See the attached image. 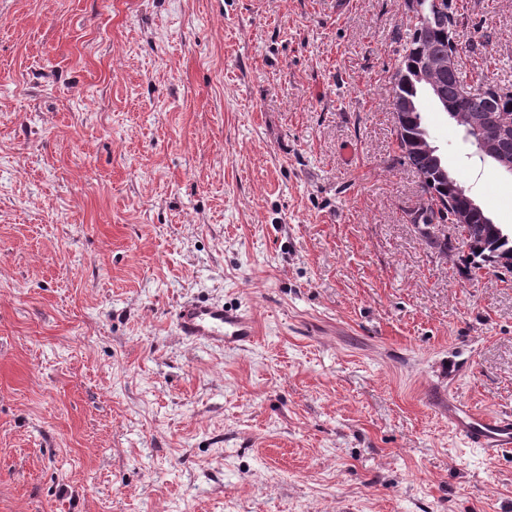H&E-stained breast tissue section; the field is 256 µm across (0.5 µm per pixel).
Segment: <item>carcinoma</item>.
<instances>
[{"instance_id": "carcinoma-1", "label": "carcinoma", "mask_w": 512, "mask_h": 512, "mask_svg": "<svg viewBox=\"0 0 512 512\" xmlns=\"http://www.w3.org/2000/svg\"><path fill=\"white\" fill-rule=\"evenodd\" d=\"M455 38V32L448 31V22L437 17L428 22L416 21L412 25L408 36L404 40L402 49L397 57V70L407 72L418 62V58L428 55L445 53L450 46V40ZM473 79L465 67L448 72L443 77L445 99L448 102L449 116L460 125L466 139L472 146H477L478 132L470 125L469 117L478 112L486 126H494L508 118L512 113V100L501 105L487 104L482 98H470L463 95L461 87ZM424 128L422 112L418 111L410 116L405 124L396 130L398 148L406 163L421 175L430 169V159L417 149L414 138L421 136ZM455 178L448 180V187L442 188L438 184L422 183L425 194H433L439 198H449L458 205L465 204V200L455 196ZM443 249L453 251L467 250L463 258L467 273H475L489 266H496L498 258L505 252H512V233L505 234L502 227L491 221L486 213L478 214L470 224L463 228L460 236V246L456 247L447 241Z\"/></svg>"}]
</instances>
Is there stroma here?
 <instances>
[{
  "label": "stroma",
  "instance_id": "35a3bbf8",
  "mask_svg": "<svg viewBox=\"0 0 512 512\" xmlns=\"http://www.w3.org/2000/svg\"><path fill=\"white\" fill-rule=\"evenodd\" d=\"M512 87V0H457ZM406 0H0V512H512V272L468 277L399 160ZM449 171L512 176L431 100ZM243 349L180 336L194 299ZM177 327L183 336L213 347L244 348L256 336L255 324L245 311L218 303L182 305L177 313ZM448 421L473 448L493 454L512 448V417L488 418L448 399Z\"/></svg>",
  "mask_w": 512,
  "mask_h": 512
}]
</instances>
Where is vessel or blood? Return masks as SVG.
<instances>
[{
  "mask_svg": "<svg viewBox=\"0 0 512 512\" xmlns=\"http://www.w3.org/2000/svg\"><path fill=\"white\" fill-rule=\"evenodd\" d=\"M180 333L213 347L244 348L256 336L251 317L242 309L218 303L191 302L177 313ZM448 420L475 448L495 453L512 448V417L489 418L456 402L448 404Z\"/></svg>",
  "mask_w": 512,
  "mask_h": 512,
  "instance_id": "b4317fda",
  "label": "vessel or blood"
}]
</instances>
